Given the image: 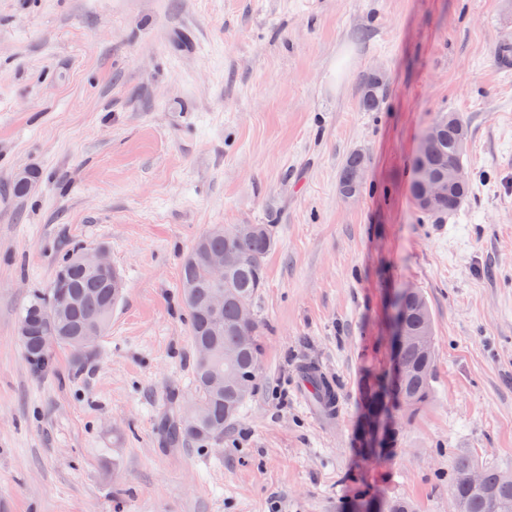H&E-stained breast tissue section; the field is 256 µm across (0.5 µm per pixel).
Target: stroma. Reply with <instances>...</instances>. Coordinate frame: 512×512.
I'll use <instances>...</instances> for the list:
<instances>
[{
    "label": "stroma",
    "instance_id": "stroma-1",
    "mask_svg": "<svg viewBox=\"0 0 512 512\" xmlns=\"http://www.w3.org/2000/svg\"><path fill=\"white\" fill-rule=\"evenodd\" d=\"M512 0H0V512H452L451 452L512 466ZM386 76L379 111L365 79ZM469 128L472 192L442 222L409 192L421 130ZM366 188L346 199V156ZM37 172L12 193L16 170ZM270 224L261 364L223 438L169 445L196 352L180 266L213 225ZM123 296L95 356L39 372L18 338L71 249ZM435 316L431 400L369 456L359 386L390 371V304ZM333 381L336 414L300 399ZM386 93L385 82L378 83L375 74L368 76L361 95V107L367 112L377 111L383 105ZM364 163L365 157L362 152L354 151L346 157L341 169L339 190L341 192L345 187L351 188H346L340 193L343 198H352L354 190L356 191V195L363 191Z\"/></svg>",
    "mask_w": 512,
    "mask_h": 512
}]
</instances>
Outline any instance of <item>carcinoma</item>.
<instances>
[{
	"instance_id": "obj_1",
	"label": "carcinoma",
	"mask_w": 512,
	"mask_h": 512,
	"mask_svg": "<svg viewBox=\"0 0 512 512\" xmlns=\"http://www.w3.org/2000/svg\"><path fill=\"white\" fill-rule=\"evenodd\" d=\"M386 93L385 83L377 82L373 74L368 76L361 107L367 112L380 109ZM468 135L467 124L455 113L442 112L422 129L412 158L411 195H416L420 168L427 166L435 174L446 177L449 168L463 164L466 149L459 144L468 140ZM364 163L363 153H350L342 165L339 188L351 187L361 193ZM470 193L469 184L461 188L451 186L445 197L421 213L441 221L457 211ZM275 246L272 224L217 226L202 236L184 258L180 285L194 346L209 344L224 353L235 354V358L230 363L224 362L222 356L207 362L196 360L194 398L183 406L178 419L162 423L169 443H207L222 438L224 429L238 419L241 409L251 399L260 368L259 321L254 317L248 323L243 322L239 307L243 303L254 305L265 284L267 257ZM226 251L233 254L234 260L224 274V282L217 284L210 279L205 255ZM79 253L77 249L67 254L50 287L34 294L23 308L21 320L30 323V331L21 343L28 360L38 369L52 363L51 346L54 344L68 349L75 364L86 363L94 356L96 345L82 343L83 337H101L112 324V316L104 314V309L117 305L121 289L113 287L112 274L80 267ZM221 288L224 289V310L214 317L207 313L205 303L211 292ZM60 292L76 295L79 306L46 328L37 318L39 313L52 310ZM402 307L403 336L396 356L405 371L398 377L386 372L369 373L364 377L361 397L368 421L388 400L402 410H415L431 397L436 375L433 316L418 288L406 291ZM243 336L250 337L246 345L241 344ZM215 371L230 374L231 385L222 393L212 391L207 384L208 377ZM305 374L322 388L319 405L324 413L333 416L337 406L333 386L312 365L305 368ZM198 418L205 419L207 425L196 422ZM475 469L482 474L478 485L467 481L468 474ZM448 493L456 497L460 512H512V470L487 467L471 455L455 454L448 472ZM376 508L377 512H415L413 503L401 498L380 500Z\"/></svg>"
}]
</instances>
